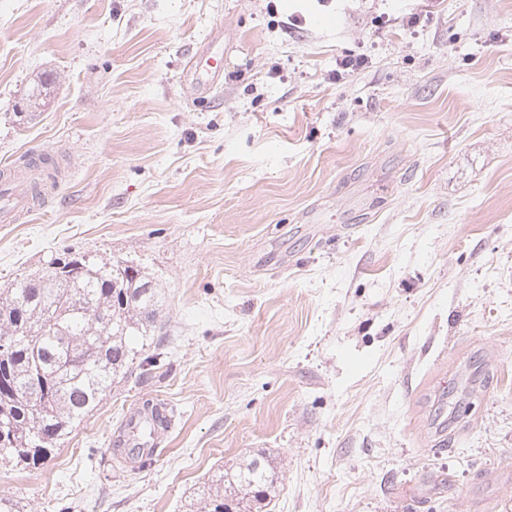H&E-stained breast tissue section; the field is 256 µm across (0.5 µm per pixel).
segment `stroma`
Instances as JSON below:
<instances>
[{
    "label": "stroma",
    "mask_w": 512,
    "mask_h": 512,
    "mask_svg": "<svg viewBox=\"0 0 512 512\" xmlns=\"http://www.w3.org/2000/svg\"><path fill=\"white\" fill-rule=\"evenodd\" d=\"M27 151L60 175L0 224V283L124 258L162 327L44 464H0L20 512H195L254 454L268 512H512V0H0V166ZM150 400L174 422L134 468L110 436ZM219 57L217 60L213 57L209 58L212 60L210 68L203 71L199 67V59L203 56H199L191 65L188 67L189 72V83L191 88L198 94H209L216 86V81L224 73L223 57L224 53H218Z\"/></svg>",
    "instance_id": "1"
}]
</instances>
